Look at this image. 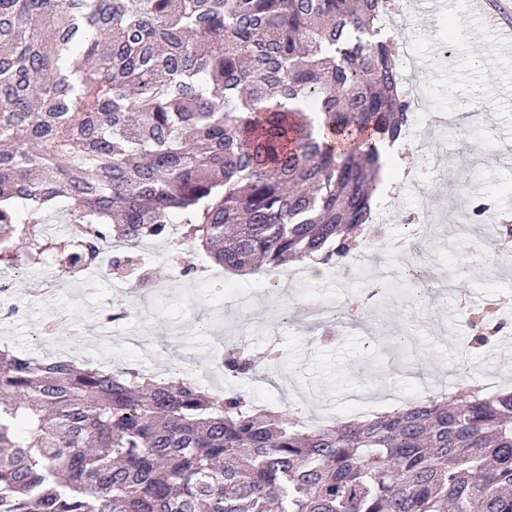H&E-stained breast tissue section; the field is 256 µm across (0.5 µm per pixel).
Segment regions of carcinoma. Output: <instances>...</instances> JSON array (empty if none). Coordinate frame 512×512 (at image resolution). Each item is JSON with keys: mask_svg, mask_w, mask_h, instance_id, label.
I'll list each match as a JSON object with an SVG mask.
<instances>
[{"mask_svg": "<svg viewBox=\"0 0 512 512\" xmlns=\"http://www.w3.org/2000/svg\"><path fill=\"white\" fill-rule=\"evenodd\" d=\"M384 0H0V262L169 236L226 271L358 260L411 103ZM469 349L506 322L472 314ZM224 374L257 364L245 346ZM0 351V512H512V393L300 429L184 379Z\"/></svg>", "mask_w": 512, "mask_h": 512, "instance_id": "carcinoma-1", "label": "carcinoma"}]
</instances>
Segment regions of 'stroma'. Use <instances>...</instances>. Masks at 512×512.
Instances as JSON below:
<instances>
[{
    "instance_id": "stroma-1",
    "label": "stroma",
    "mask_w": 512,
    "mask_h": 512,
    "mask_svg": "<svg viewBox=\"0 0 512 512\" xmlns=\"http://www.w3.org/2000/svg\"><path fill=\"white\" fill-rule=\"evenodd\" d=\"M392 34L409 43L426 89L413 136L402 142L410 160L394 201L403 217L425 220L420 235L397 225L392 239L372 238L361 261L340 269L308 272L305 279L270 274L237 276L218 266L197 269L201 253L185 243L157 257L142 272L150 290L115 293L113 267L84 281H52L51 268H0L9 291L1 302L19 306L0 324V349L33 358L74 352L77 361L126 364L157 362L158 373L190 363L203 376L230 344L261 356V382L232 380L228 391L258 402L291 408L301 426L367 419L418 397L455 388L470 375L496 392L512 387V329L485 359L465 347L463 313L474 298L496 303L512 318V251L471 221L475 201L491 198L497 223L512 225V56L499 53V38L456 6L435 12L394 15ZM483 105L470 121L469 141L428 136L432 115L456 120L470 105ZM358 316L344 315L350 298ZM327 302L343 316L333 335L314 329L306 308ZM124 310L122 320L104 313ZM283 350L280 362L264 361L270 343Z\"/></svg>"
}]
</instances>
